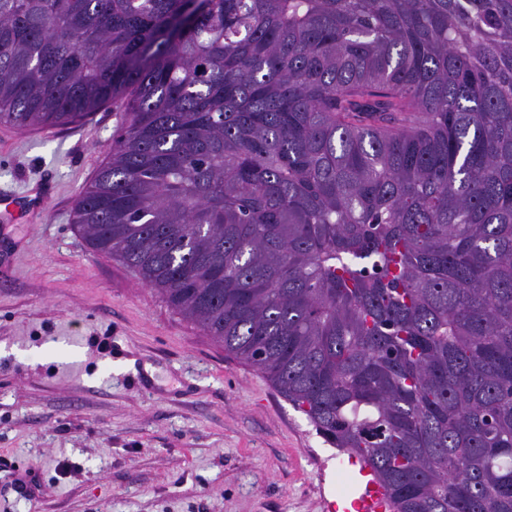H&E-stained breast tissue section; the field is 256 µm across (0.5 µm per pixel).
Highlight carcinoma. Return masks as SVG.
I'll return each instance as SVG.
<instances>
[{"mask_svg": "<svg viewBox=\"0 0 512 512\" xmlns=\"http://www.w3.org/2000/svg\"><path fill=\"white\" fill-rule=\"evenodd\" d=\"M109 105L89 249L389 512H512V0H0V124Z\"/></svg>", "mask_w": 512, "mask_h": 512, "instance_id": "carcinoma-1", "label": "carcinoma"}]
</instances>
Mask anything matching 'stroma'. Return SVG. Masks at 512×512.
I'll list each match as a JSON object with an SVG mask.
<instances>
[{
  "label": "stroma",
  "instance_id": "obj_1",
  "mask_svg": "<svg viewBox=\"0 0 512 512\" xmlns=\"http://www.w3.org/2000/svg\"><path fill=\"white\" fill-rule=\"evenodd\" d=\"M122 123L0 125V197L57 186L0 228V512H339L367 482L348 455L75 229ZM28 470L32 501L11 485Z\"/></svg>",
  "mask_w": 512,
  "mask_h": 512
}]
</instances>
